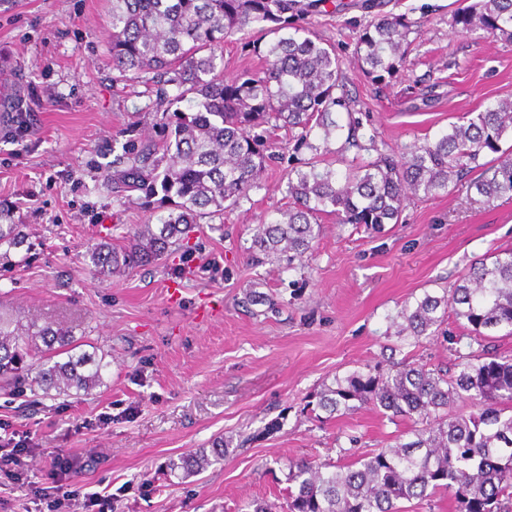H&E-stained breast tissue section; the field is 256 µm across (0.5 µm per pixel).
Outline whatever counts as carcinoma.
<instances>
[{
    "instance_id": "1",
    "label": "carcinoma",
    "mask_w": 512,
    "mask_h": 512,
    "mask_svg": "<svg viewBox=\"0 0 512 512\" xmlns=\"http://www.w3.org/2000/svg\"><path fill=\"white\" fill-rule=\"evenodd\" d=\"M323 0H112V69L118 81L145 87L156 112L166 113L167 135L140 144L128 141L112 161V194L134 192L162 200L177 198L172 209L150 224L132 225L130 245L109 241L86 253L90 272L105 278L163 259L183 244L199 220L224 214L259 187L270 159L268 129L297 131L296 144L328 151L332 118L342 105L336 90L342 62L334 46L316 42L297 24ZM512 41V0H475L460 8L455 23L469 31L472 18ZM266 22L260 55L264 65L228 82L219 61L224 41ZM406 26L385 16L358 38V61L382 79L404 61ZM322 132L323 145L311 141ZM512 99L505 98L450 124L435 140L416 142L400 158L377 152L339 172L331 162L314 160L287 174L288 206L258 225L250 251L262 261L288 262L312 254L322 233L321 220L333 215L371 230L399 223L406 200L448 192L449 183L468 182L486 203L512 197ZM490 157L484 162L482 158ZM29 246L24 224H0V259ZM466 321L477 342L497 329L512 336V248L497 250L471 266L461 283L442 294L424 293L406 303L392 321L398 335L413 344L439 337L448 314ZM65 359H59V356ZM107 364L97 351L79 349L72 330L35 319L25 323L0 307V380L43 394L88 395L103 384ZM34 378H29V374ZM328 417L370 406L390 418L412 421L414 439L372 450L350 464L288 462L286 512H399L397 502L431 501L446 493L456 512H502L512 500V355L488 351L458 355L456 371L401 361L386 370L366 365L336 376L314 395ZM183 460L186 472L199 471L224 457V440Z\"/></svg>"
}]
</instances>
